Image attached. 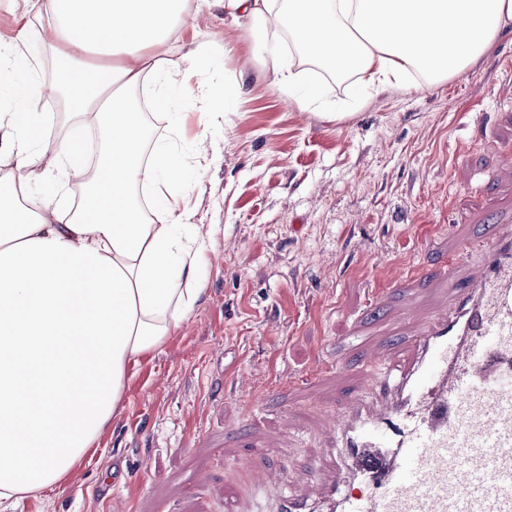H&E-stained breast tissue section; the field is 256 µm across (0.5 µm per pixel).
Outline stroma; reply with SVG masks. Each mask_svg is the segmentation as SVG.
I'll return each instance as SVG.
<instances>
[{
    "mask_svg": "<svg viewBox=\"0 0 512 512\" xmlns=\"http://www.w3.org/2000/svg\"><path fill=\"white\" fill-rule=\"evenodd\" d=\"M173 36L206 42L198 79L245 81L208 125L176 86L136 98L157 120L148 146L187 162L193 223L214 227L203 290L186 323L130 363L119 409L69 480L0 512H235L238 477L257 465L312 491L311 439L358 389L367 351L399 341L340 337L442 298L431 281L395 287L383 267L420 272L512 215V31L429 89L357 103L353 82L319 78L323 98L304 111L263 78L249 28L225 23L216 0H191ZM325 367L330 383L296 399Z\"/></svg>",
    "mask_w": 512,
    "mask_h": 512,
    "instance_id": "obj_1",
    "label": "stroma"
}]
</instances>
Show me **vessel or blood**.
Segmentation results:
<instances>
[{
  "label": "vessel or blood",
  "instance_id": "obj_1",
  "mask_svg": "<svg viewBox=\"0 0 512 512\" xmlns=\"http://www.w3.org/2000/svg\"><path fill=\"white\" fill-rule=\"evenodd\" d=\"M424 277L449 298L364 362L325 445L317 498L251 470L277 512H512V224L459 242Z\"/></svg>",
  "mask_w": 512,
  "mask_h": 512
}]
</instances>
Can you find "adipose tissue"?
<instances>
[{"instance_id":"ef3b65f1","label":"adipose tissue","mask_w":512,"mask_h":512,"mask_svg":"<svg viewBox=\"0 0 512 512\" xmlns=\"http://www.w3.org/2000/svg\"><path fill=\"white\" fill-rule=\"evenodd\" d=\"M49 16L28 26L19 44L0 42V64L20 51L32 63L0 83L18 176L0 183V501L62 484L115 412L129 363L178 331L199 290L209 232L181 206L183 159L166 145L143 153L141 114L126 96L149 79L182 75L187 99L223 97L232 107L240 84L223 91L194 83L202 48L171 39L186 0H23ZM231 24L250 23L252 49L272 85L299 108L323 95L301 62L346 66L365 97L420 77L428 87L456 76L512 29V0H220ZM289 36L296 60L281 51ZM60 59L90 55L95 67L65 68L71 132L50 136L42 102L54 87L33 63L45 45ZM100 133L86 173L80 133ZM51 155L56 191L19 189L40 180L34 158ZM85 175L84 203L58 223V201ZM154 190L151 214L134 201Z\"/></svg>"}]
</instances>
